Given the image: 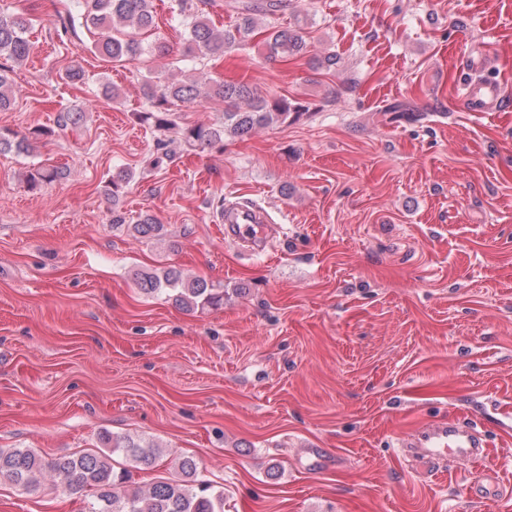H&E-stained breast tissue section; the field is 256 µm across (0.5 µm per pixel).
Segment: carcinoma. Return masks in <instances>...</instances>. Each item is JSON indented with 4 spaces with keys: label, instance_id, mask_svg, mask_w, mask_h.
Returning a JSON list of instances; mask_svg holds the SVG:
<instances>
[{
    "label": "carcinoma",
    "instance_id": "cac0c4a2",
    "mask_svg": "<svg viewBox=\"0 0 512 512\" xmlns=\"http://www.w3.org/2000/svg\"><path fill=\"white\" fill-rule=\"evenodd\" d=\"M227 7L237 15L232 30L219 31L199 13L196 0H177L179 15L185 24L184 55L193 58H221L224 51L248 40L254 32L256 17L273 18L288 8V0H229ZM33 18L24 15L0 16V58L15 63L29 59L33 44L28 33ZM101 30L91 51L114 62L135 60L145 54L165 51L162 44L146 43L141 35L155 28L153 0H85L84 11L65 6L58 13L57 31L62 36L79 38L82 28ZM264 46L267 57H288L307 48L304 35L276 25L266 30ZM10 69L0 64V112L12 109ZM144 94L149 108L137 113L139 123L154 138V149L144 159L152 169H165L177 158L180 147L194 149L224 148L228 136H241L257 126L295 121L309 114V107L286 97H261L246 84L209 81L156 83L145 80ZM202 99L224 102V119L210 125H188L178 121L173 107L193 104ZM81 119V111L64 107L59 110L56 127L65 130ZM52 133L34 128L26 134L0 129V154L29 153L31 141ZM64 172L39 166L26 174L27 186H40L63 178ZM133 171L119 168L109 181L112 199L133 180ZM112 226H125L140 238L160 239L164 225L151 214H141L133 222L124 212L112 208ZM137 284L146 294L166 292L175 303L186 309L217 306L224 303V289L203 279L187 280L181 271L168 268L162 274L141 272ZM102 449L56 458L50 462L30 448L0 449V481H8L27 490L38 489L50 480L56 487L71 493H89V512H224V487L200 477L197 461L184 456L177 462L176 475L160 478L143 486H126L123 474L115 473L113 456H123L141 470L155 467L161 457L159 448L144 444L131 436L105 433L100 436Z\"/></svg>",
    "mask_w": 512,
    "mask_h": 512
}]
</instances>
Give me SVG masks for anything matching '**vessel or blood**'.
<instances>
[{
  "label": "vessel or blood",
  "mask_w": 512,
  "mask_h": 512,
  "mask_svg": "<svg viewBox=\"0 0 512 512\" xmlns=\"http://www.w3.org/2000/svg\"><path fill=\"white\" fill-rule=\"evenodd\" d=\"M465 111L479 115L501 111L507 92L499 81L478 77L469 80L461 96ZM225 235L242 243L266 238L267 226L260 212L244 207H231L224 213ZM411 446L425 459L450 454L461 461L482 458L487 442L471 424H432L427 426Z\"/></svg>",
  "instance_id": "1"
}]
</instances>
